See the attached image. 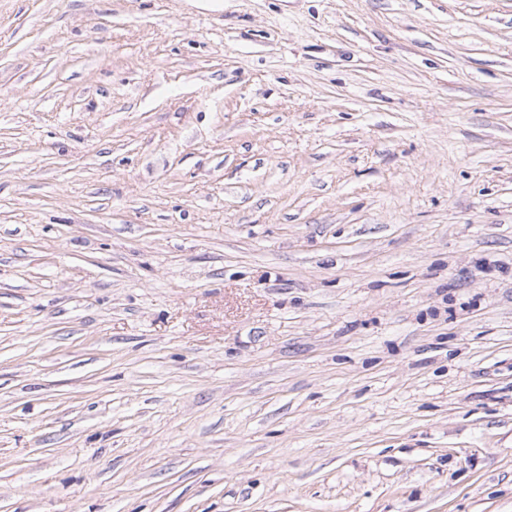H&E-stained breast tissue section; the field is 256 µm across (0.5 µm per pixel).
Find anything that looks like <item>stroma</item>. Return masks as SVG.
Wrapping results in <instances>:
<instances>
[{"mask_svg": "<svg viewBox=\"0 0 512 512\" xmlns=\"http://www.w3.org/2000/svg\"><path fill=\"white\" fill-rule=\"evenodd\" d=\"M0 512H512V0H0Z\"/></svg>", "mask_w": 512, "mask_h": 512, "instance_id": "1", "label": "stroma"}]
</instances>
